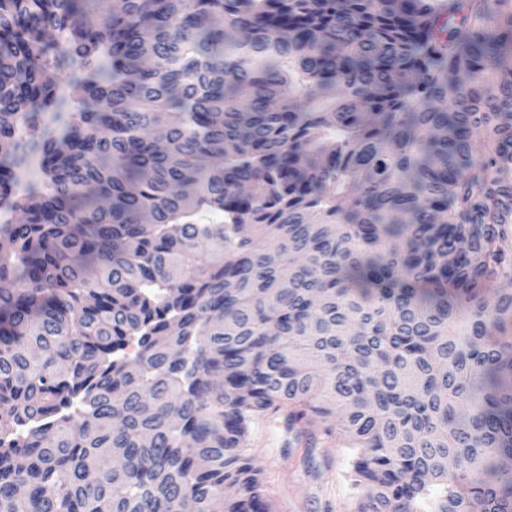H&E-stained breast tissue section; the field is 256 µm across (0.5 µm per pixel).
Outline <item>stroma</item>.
<instances>
[{"label": "stroma", "instance_id": "1", "mask_svg": "<svg viewBox=\"0 0 512 512\" xmlns=\"http://www.w3.org/2000/svg\"><path fill=\"white\" fill-rule=\"evenodd\" d=\"M267 429L265 445L250 437L245 448L275 512H353L352 454L336 435L318 428L314 440H298L279 412L268 415Z\"/></svg>", "mask_w": 512, "mask_h": 512}]
</instances>
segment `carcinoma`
I'll return each mask as SVG.
<instances>
[{"mask_svg": "<svg viewBox=\"0 0 512 512\" xmlns=\"http://www.w3.org/2000/svg\"><path fill=\"white\" fill-rule=\"evenodd\" d=\"M85 3L0 0V512H271L283 406L512 512V0Z\"/></svg>", "mask_w": 512, "mask_h": 512, "instance_id": "cac0c4a2", "label": "carcinoma"}]
</instances>
